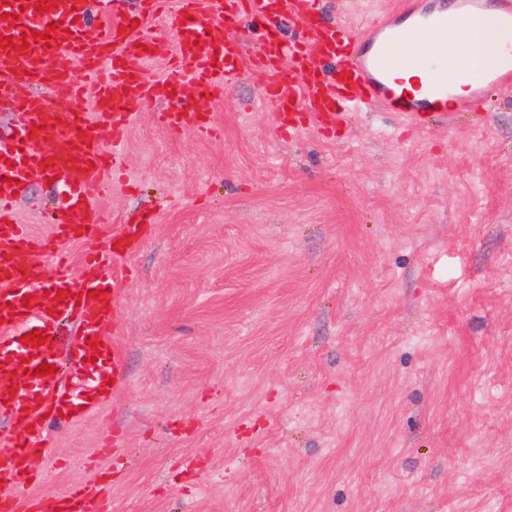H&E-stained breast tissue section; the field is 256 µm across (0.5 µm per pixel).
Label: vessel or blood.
Listing matches in <instances>:
<instances>
[{"label":"vessel or blood","mask_w":512,"mask_h":512,"mask_svg":"<svg viewBox=\"0 0 512 512\" xmlns=\"http://www.w3.org/2000/svg\"><path fill=\"white\" fill-rule=\"evenodd\" d=\"M56 2L55 9L42 13L40 0H0V35L24 36L29 43L25 50L0 45V109L21 116L17 136L0 139V364L23 381L15 389L0 386V411L21 429L0 446V512H17L19 492L37 483L31 457L47 448L51 426L71 422L77 411L95 410L118 390L121 355L107 329L118 318L124 290L110 271L119 268L126 252L107 243L86 253L78 277L64 247L100 235L99 210L86 191L111 192L120 154L105 145L119 143L131 127L133 106L151 105L157 96V85L143 68L152 43L148 22L161 21L174 35L172 63L179 77L163 115L174 129L205 126L208 115L196 102L223 96L246 72L260 76L263 99L287 112L292 131L309 113L340 123L347 112L366 107L397 113L426 129L447 121L449 109H474L487 88L512 84V60L478 77L465 64L449 65L440 50L448 40H467L486 0H458L453 14L443 0H430L421 9L406 0L402 10L355 33L340 22H320L318 0H141L136 16L113 5L92 40L84 35L85 0ZM288 18L298 21L302 32L285 42L274 31ZM247 21L259 30L258 47L250 53L235 35ZM51 25L56 33L42 40ZM413 43L420 51H410ZM324 61L332 62V74L321 69ZM403 69L423 75L416 92L401 89L396 74ZM88 82L95 90L90 114L54 106L41 93L49 87L78 97ZM460 82L469 94L449 102V90ZM56 139L63 148L50 149ZM36 172L58 178L67 202L48 239L34 238L13 212L19 183ZM67 314L77 317L78 328L61 365L54 350ZM35 331L45 343H24V335ZM96 353L110 366L107 377L89 376L87 360ZM44 364L54 366V374L39 375ZM54 512L103 508L98 496L75 493L59 499Z\"/></svg>","instance_id":"vessel-or-blood-1"}]
</instances>
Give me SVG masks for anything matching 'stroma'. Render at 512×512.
<instances>
[{"label": "stroma", "mask_w": 512, "mask_h": 512, "mask_svg": "<svg viewBox=\"0 0 512 512\" xmlns=\"http://www.w3.org/2000/svg\"><path fill=\"white\" fill-rule=\"evenodd\" d=\"M397 0H319L359 29ZM138 108L97 197L127 246L124 383L53 426L22 499L106 512H512V85L483 119L391 112L289 133L244 75L198 107ZM61 188L15 211L48 236ZM120 440L124 460L104 454ZM97 495H82L79 492L59 499L54 512H104Z\"/></svg>", "instance_id": "obj_1"}]
</instances>
